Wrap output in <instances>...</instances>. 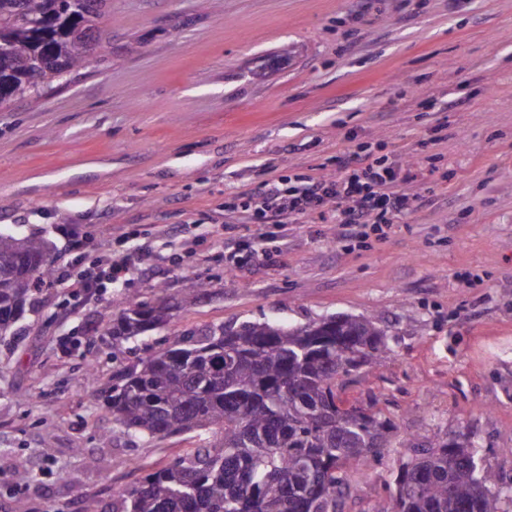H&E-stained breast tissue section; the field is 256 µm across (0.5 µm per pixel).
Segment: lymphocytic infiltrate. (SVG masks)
Segmentation results:
<instances>
[{"instance_id": "lymphocytic-infiltrate-1", "label": "lymphocytic infiltrate", "mask_w": 512, "mask_h": 512, "mask_svg": "<svg viewBox=\"0 0 512 512\" xmlns=\"http://www.w3.org/2000/svg\"><path fill=\"white\" fill-rule=\"evenodd\" d=\"M339 165L341 176H313L300 187L283 178L268 180L258 193L248 196L245 208L254 223L280 224L292 217L322 212L332 203L342 239L359 246L371 236H385L393 218L407 213L421 200L420 195L401 190L399 174L385 158L358 152L353 160H340ZM150 261V253L140 248L132 256L107 257L101 269L83 271L75 278L67 270L58 269L51 283L81 301L146 270Z\"/></svg>"}]
</instances>
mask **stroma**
I'll return each mask as SVG.
<instances>
[{"label": "stroma", "mask_w": 512, "mask_h": 512, "mask_svg": "<svg viewBox=\"0 0 512 512\" xmlns=\"http://www.w3.org/2000/svg\"><path fill=\"white\" fill-rule=\"evenodd\" d=\"M107 50L37 98L0 110V232L51 240V267L93 268L137 244L149 274L76 304L45 288L0 338V512H76L139 482L189 435L132 442L95 397L112 376L98 331L115 298L186 280L210 294L176 324L381 316L393 357L347 383L399 434L469 431L512 484V0H108ZM364 147L424 205L345 251L335 205L254 224L224 203L271 177L335 175ZM57 224L87 238L66 257ZM288 252L226 270L240 238ZM93 340L98 372L66 353ZM97 462L88 465L86 454ZM406 458L384 449L345 512H370ZM27 469V485L12 473Z\"/></svg>", "instance_id": "obj_1"}]
</instances>
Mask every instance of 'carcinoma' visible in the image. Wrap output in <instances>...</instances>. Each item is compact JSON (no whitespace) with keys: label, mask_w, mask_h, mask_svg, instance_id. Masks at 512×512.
Wrapping results in <instances>:
<instances>
[{"label":"carcinoma","mask_w":512,"mask_h":512,"mask_svg":"<svg viewBox=\"0 0 512 512\" xmlns=\"http://www.w3.org/2000/svg\"><path fill=\"white\" fill-rule=\"evenodd\" d=\"M105 0H0V106L31 98L89 59L72 48L99 39ZM49 249L36 235L0 233V336L32 304ZM207 294L189 280L151 304L122 296L112 350L170 326ZM302 326L270 320L171 329L166 346L122 364L98 393L112 423L134 441L195 433L198 443L162 463L112 504L84 512H344L349 471L399 443L410 451L388 501L372 512H506L512 485L482 465L477 445L440 429L419 439L374 406L336 400L349 377L392 358L376 315L330 316Z\"/></svg>","instance_id":"cac0c4a2"}]
</instances>
